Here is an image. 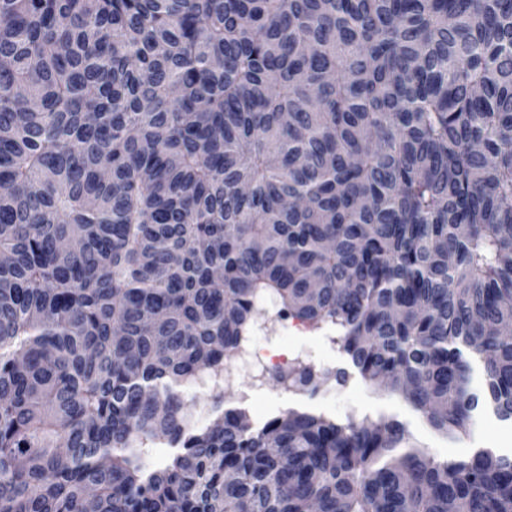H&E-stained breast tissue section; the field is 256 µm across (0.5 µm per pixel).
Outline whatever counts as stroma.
<instances>
[{
    "instance_id": "1",
    "label": "stroma",
    "mask_w": 512,
    "mask_h": 512,
    "mask_svg": "<svg viewBox=\"0 0 512 512\" xmlns=\"http://www.w3.org/2000/svg\"><path fill=\"white\" fill-rule=\"evenodd\" d=\"M256 345L271 356L293 350L307 354L316 362L330 367L339 364L337 353L330 350L318 334L292 326L259 334ZM228 394L234 399L245 397L250 415L255 419L266 418L280 410L306 404L339 420L364 414L393 415L406 422L418 444L436 456L450 460L467 458L479 447L492 448L503 454L512 452V425L499 421L493 414L477 416L468 437L451 441L432 430L397 395L357 377L349 378L342 385L325 386L315 397L310 398L304 395H288L271 387H252L250 376L243 371Z\"/></svg>"
}]
</instances>
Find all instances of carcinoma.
Returning <instances> with one entry per match:
<instances>
[{"label": "carcinoma", "instance_id": "obj_1", "mask_svg": "<svg viewBox=\"0 0 512 512\" xmlns=\"http://www.w3.org/2000/svg\"><path fill=\"white\" fill-rule=\"evenodd\" d=\"M0 185V512H512V454L224 406L298 320L512 423V0H0Z\"/></svg>", "mask_w": 512, "mask_h": 512}]
</instances>
